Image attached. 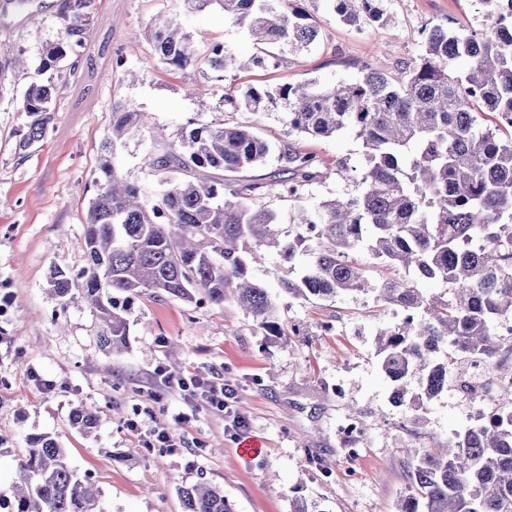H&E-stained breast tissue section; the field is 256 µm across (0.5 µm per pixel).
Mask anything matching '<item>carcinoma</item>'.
Here are the masks:
<instances>
[{
  "label": "carcinoma",
  "mask_w": 512,
  "mask_h": 512,
  "mask_svg": "<svg viewBox=\"0 0 512 512\" xmlns=\"http://www.w3.org/2000/svg\"><path fill=\"white\" fill-rule=\"evenodd\" d=\"M188 13L215 8L244 28L254 52L243 61L222 44L200 52L182 23L160 15L147 29L159 59L179 71L208 69L219 77L251 67H280L284 51L310 49L320 29L303 0H181ZM340 21L359 30L389 22L385 0H325ZM490 26L436 24L422 31L423 50L397 75L368 71L355 82L317 80L276 87L238 86L224 95L233 110L279 112L288 134L330 139L352 129L362 139V190L344 199L303 205L321 180V160L288 141L271 144L254 127L236 123L182 128L179 144L148 154L144 169L159 176L154 199L115 165L117 143L140 134L146 116L118 106L108 117L100 179L84 227L86 263L77 272L51 271L50 294L65 305L79 294L99 321L102 349L128 348L127 311L148 294L222 308L233 303L265 336H286L268 286L251 264L256 250L274 249L295 278L279 280L294 296L333 301L372 291L402 312L380 325L374 351L393 384L392 400L414 409L473 379L471 360L512 379V343L497 330L512 318V0H478ZM88 0H69L67 39L44 51L56 67L73 50ZM54 86L34 83L23 96L25 151L51 119ZM277 153L278 177L249 182L243 171ZM224 172L220 181L200 169ZM279 186L294 202L284 235L278 214L254 201ZM366 247L381 260L375 280L353 254ZM420 281L448 285L427 298ZM410 377L419 391L407 389ZM95 408L77 405L71 425L89 436ZM17 460L8 501L12 512H102L89 475L72 467L58 440L29 434ZM184 512H233L224 490L207 481L182 486ZM395 512H512V414L475 422L445 444L425 448L409 471L408 491Z\"/></svg>",
  "instance_id": "obj_1"
}]
</instances>
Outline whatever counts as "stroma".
Listing matches in <instances>:
<instances>
[{
  "label": "stroma",
  "instance_id": "1",
  "mask_svg": "<svg viewBox=\"0 0 512 512\" xmlns=\"http://www.w3.org/2000/svg\"><path fill=\"white\" fill-rule=\"evenodd\" d=\"M304 6L321 28L311 50L285 53L276 69L219 80L199 70L170 71L146 40L158 14L180 13L179 0H89L80 46L49 70L40 67L42 54L66 38L65 0H29L23 8L0 0V437L11 446L0 456V495L11 493L25 435L49 433L77 472L93 477L104 512H183L179 487L201 479L222 487L235 512H292L299 496L309 512H394L415 449L446 441L472 421L454 390L425 403L419 425L391 402L372 330L391 322L392 310L369 291L333 302L276 294L281 320L301 329L285 338L256 334L251 317L233 305L144 295L131 309L129 344L119 353L100 348L98 322L84 302L64 307L48 292L51 269L75 271L85 263L84 222L114 106L147 115L142 133L118 147L117 164L152 193L158 179L144 170V153L177 143L188 122L247 123L271 142L287 139L279 113L225 106V93L237 86L349 82L368 68L395 75L417 58L425 26L448 18L487 25L476 0H388L391 24L361 33L322 0ZM183 23L199 50L220 43L242 57L251 53L248 32L220 13L188 15ZM35 81L55 83L53 112L45 137L21 154L23 94ZM298 144L325 173L312 200L360 191L358 181L336 175L340 158L365 167L355 132ZM159 365L230 381L234 407L250 421L241 440L226 432L223 415L204 409L188 425H173L185 407L175 392L163 401V417L143 414V394ZM79 404L101 409L96 435L71 427L69 414ZM353 415L364 430L355 454L341 434ZM136 416L140 434L124 427ZM161 423L185 441L181 453L145 448L144 432ZM244 441L261 443L260 454L242 458Z\"/></svg>",
  "mask_w": 512,
  "mask_h": 512
}]
</instances>
